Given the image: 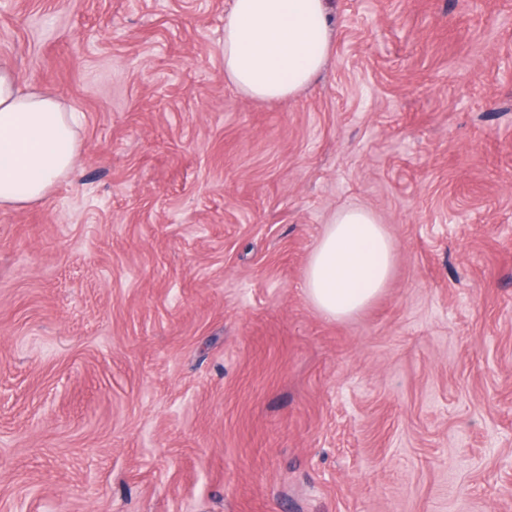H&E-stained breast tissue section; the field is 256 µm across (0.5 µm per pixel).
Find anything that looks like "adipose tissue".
I'll return each mask as SVG.
<instances>
[{"label":"adipose tissue","mask_w":512,"mask_h":512,"mask_svg":"<svg viewBox=\"0 0 512 512\" xmlns=\"http://www.w3.org/2000/svg\"><path fill=\"white\" fill-rule=\"evenodd\" d=\"M330 44L327 0H232L224 18V75L244 95L280 100L308 88ZM77 118L60 99L0 66V208L43 199L79 153ZM394 245L367 210L345 209L327 224L304 288L332 319L371 304L392 275Z\"/></svg>","instance_id":"adipose-tissue-1"}]
</instances>
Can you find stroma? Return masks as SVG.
<instances>
[{
  "label": "stroma",
  "mask_w": 512,
  "mask_h": 512,
  "mask_svg": "<svg viewBox=\"0 0 512 512\" xmlns=\"http://www.w3.org/2000/svg\"><path fill=\"white\" fill-rule=\"evenodd\" d=\"M276 102L231 0H0V63L82 116L0 209V512H512V0H328ZM394 243L369 307L326 224ZM393 252L392 240L369 211L344 209L326 224L311 254L305 291L325 316L349 318L387 287Z\"/></svg>",
  "instance_id": "obj_1"
}]
</instances>
